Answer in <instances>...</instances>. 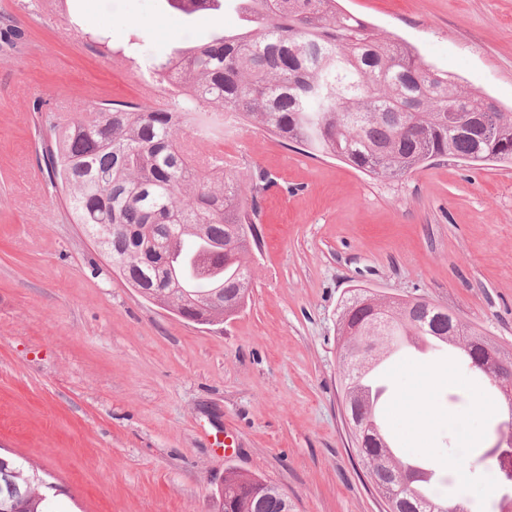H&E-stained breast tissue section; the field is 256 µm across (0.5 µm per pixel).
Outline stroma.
<instances>
[{
  "label": "stroma",
  "mask_w": 512,
  "mask_h": 512,
  "mask_svg": "<svg viewBox=\"0 0 512 512\" xmlns=\"http://www.w3.org/2000/svg\"><path fill=\"white\" fill-rule=\"evenodd\" d=\"M96 52L32 25L0 55V452L61 492L51 512H217L227 472L272 482L290 512H383L342 411L337 322L350 290L421 297L512 355V164L452 157L372 178L235 122L205 143L272 180L245 305L197 325L129 288L74 223L36 152L43 101L68 120L94 100L136 102L112 52L166 54L238 32L233 5L185 15L167 0H65ZM420 60L512 112V0H340ZM385 425L466 512H499L506 484L478 455L512 434L488 378L448 356L393 358Z\"/></svg>",
  "instance_id": "1"
}]
</instances>
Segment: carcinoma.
Returning <instances> with one entry per match:
<instances>
[{
	"mask_svg": "<svg viewBox=\"0 0 512 512\" xmlns=\"http://www.w3.org/2000/svg\"><path fill=\"white\" fill-rule=\"evenodd\" d=\"M186 15L217 10L222 0H169ZM244 28L168 55L142 52L152 77L187 87L167 108L108 100L65 123L46 115L41 157L54 189L66 194L75 223L85 227L131 288L163 292L167 305L221 321L236 294L249 293L246 257L260 246L254 201L268 180L224 172L217 156L192 157L189 141L206 134L207 118L224 125L233 112L249 125L335 158L373 178L399 179L441 156L471 164L512 162V112L423 65L407 43L382 38L339 0H235ZM26 33L0 14V53L18 54ZM462 122L448 125V112ZM224 242V306L207 302L211 286L192 290L172 274L176 251ZM358 295L345 306L357 336H435L472 349L488 339L447 308L425 299L385 303L380 313ZM367 474L385 485L396 512H457L435 499L418 473L391 456L377 433L355 448ZM24 496L15 512H49L41 469L6 456ZM496 455L484 482L512 478ZM288 497L252 475L224 476V512H284Z\"/></svg>",
	"mask_w": 512,
	"mask_h": 512,
	"instance_id": "1",
	"label": "carcinoma"
}]
</instances>
